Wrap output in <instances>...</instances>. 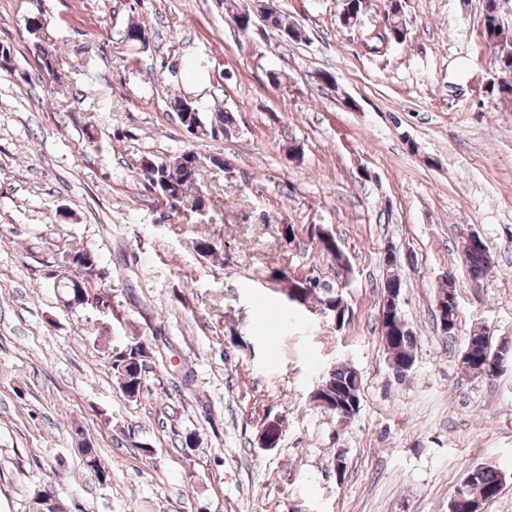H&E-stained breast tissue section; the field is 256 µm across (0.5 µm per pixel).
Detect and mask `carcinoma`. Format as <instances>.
Masks as SVG:
<instances>
[{
  "mask_svg": "<svg viewBox=\"0 0 512 512\" xmlns=\"http://www.w3.org/2000/svg\"><path fill=\"white\" fill-rule=\"evenodd\" d=\"M383 32L376 35L379 43L388 41L401 42L406 39L408 33L407 22L403 7L397 0H386L384 5ZM260 18L263 28L280 34L290 33L288 40L298 42L303 40V32L294 25L284 23L283 16L275 4L266 3L260 7ZM26 29L38 44V57L41 67L47 76L55 81L61 80V74L55 68L59 63L58 52L54 39L48 30L46 20L40 14H35L27 19ZM485 33L497 38L500 49L496 50L502 65L512 69V33L508 32L499 22L496 0H486L484 16ZM170 107L175 112L181 125L186 131L195 136L210 138L212 140L224 139L231 136L236 130V119L231 112L220 110L218 112L205 113L198 108L188 110L183 107V99L178 97L170 102ZM201 158L192 151H185L174 160L157 158L152 155H144L139 162V169L149 185L159 190L161 199L171 209L190 206L196 209L201 204L210 203V192L203 189L201 183ZM314 239L323 255L330 258L336 266L344 271L350 270L349 259L340 245V241L328 230L319 227L316 229ZM69 264L74 269V277L68 279L72 286L81 287V296L84 300H93L95 304L107 306L101 296L92 292V285L100 276L97 261L94 254L77 249L67 254ZM462 263L468 270L470 278L478 280L487 277L492 264V255L489 246L469 249L460 253ZM274 281L282 282V288L289 302L297 305H307L309 300H314L319 305L334 303L342 298V295L332 288L324 289L322 296H317V279L308 275L305 277L289 276L281 270L273 273ZM385 313L391 314L390 322L381 327L382 340L386 351L391 355L397 367L399 377L409 371L415 363L416 336L408 326L401 312H390L391 307L398 306V301L390 297V292H384ZM112 370L119 382L123 395L129 399H138L145 389V373L159 365L168 367V357L161 352L159 345L149 343L143 339H134L125 349L110 354ZM351 394L355 400H360V378L358 373L346 366L332 370L328 377L315 390L314 396L325 398L329 406L327 410L336 411V399H345ZM281 435L280 421L277 419L268 421L262 431V441L267 447L277 445ZM84 464L97 475L103 482L110 476V471L101 466L96 449L89 448L82 453ZM473 492H480L484 502L496 498L502 490L501 472L492 466H485L468 474L463 482V487L458 489V494H464L463 488ZM54 497L50 489L39 490L34 493L32 499L33 512H53L54 507L49 505Z\"/></svg>",
  "mask_w": 512,
  "mask_h": 512,
  "instance_id": "cac0c4a2",
  "label": "carcinoma"
}]
</instances>
